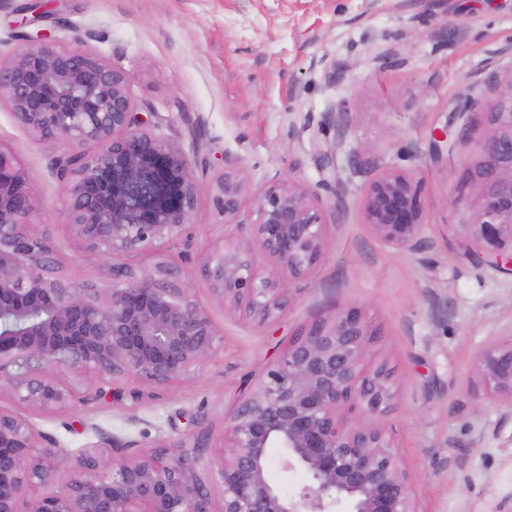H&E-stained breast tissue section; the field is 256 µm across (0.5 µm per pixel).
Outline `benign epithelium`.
I'll return each mask as SVG.
<instances>
[{
	"label": "benign epithelium",
	"instance_id": "obj_1",
	"mask_svg": "<svg viewBox=\"0 0 512 512\" xmlns=\"http://www.w3.org/2000/svg\"><path fill=\"white\" fill-rule=\"evenodd\" d=\"M0 63V98L16 122L72 155L55 167L64 223L83 249L112 261L101 287L60 274L50 243L28 232L38 204L19 160L0 150V387L38 411L65 413L81 398L63 375H84L94 397L123 376L165 386L219 350L217 334L191 285L164 259L191 238L195 173L184 149L135 111L129 74L47 29ZM479 147L477 208L457 234L470 247L495 249L490 264H512V77L508 95L486 105ZM331 207L302 183L274 180L248 195L239 162L224 163L213 205L224 233L200 274L224 305L259 325L279 317L290 286L313 276L327 242ZM365 224L407 255L427 243L423 182L385 169L363 196ZM161 259L133 267L144 251ZM273 263L259 270L256 254ZM377 336L355 306L313 322L269 366L254 391L224 419L222 444L208 461L185 447L208 448L199 419L180 443H138L100 434L71 458L33 423L0 409V512H420L412 471L385 427L364 422L396 395L391 371L366 359ZM490 395L512 399V339L480 354ZM310 483L292 495L268 478L269 449ZM222 484L221 508L208 484ZM57 484L49 493L32 489Z\"/></svg>",
	"mask_w": 512,
	"mask_h": 512
}]
</instances>
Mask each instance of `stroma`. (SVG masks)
<instances>
[{
	"instance_id": "35a3bbf8",
	"label": "stroma",
	"mask_w": 512,
	"mask_h": 512,
	"mask_svg": "<svg viewBox=\"0 0 512 512\" xmlns=\"http://www.w3.org/2000/svg\"><path fill=\"white\" fill-rule=\"evenodd\" d=\"M32 2L0 0V60L19 50ZM43 25L124 69L136 111L154 113L188 153L198 204L189 242L167 257L192 283L220 348L179 383L126 376L66 415L6 389L0 408L71 456L103 432L178 442L198 414L217 442L225 415L293 335L353 305L377 330L371 362L387 365L398 391L366 421L392 431L422 512H496L512 495V404L485 395L477 365L487 345L512 339V272L470 254L455 227L474 210L484 104L512 74V0H61ZM443 128L448 149L436 155ZM0 147L23 163L41 207L32 231H49L62 272L107 281V263L62 222L53 162L67 148L21 127L5 101ZM228 159L245 167L253 193L278 177L318 193L326 181L345 188L316 275L263 327L225 308L198 271L224 231L211 198ZM386 168L424 182L429 245L419 254L388 246L364 222V191Z\"/></svg>"
}]
</instances>
